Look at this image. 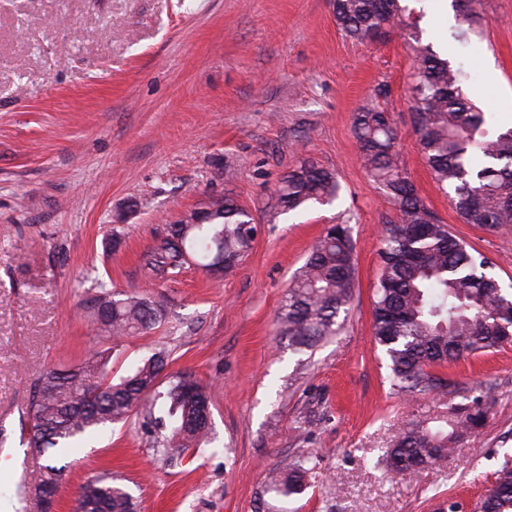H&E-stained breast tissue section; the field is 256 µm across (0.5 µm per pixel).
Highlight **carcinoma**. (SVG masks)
Here are the masks:
<instances>
[{"label":"carcinoma","instance_id":"obj_1","mask_svg":"<svg viewBox=\"0 0 512 512\" xmlns=\"http://www.w3.org/2000/svg\"><path fill=\"white\" fill-rule=\"evenodd\" d=\"M455 39L478 32L477 0H455ZM343 33L357 40L381 38L403 27L401 0H332ZM414 53L410 102L412 133L435 181L453 188L451 197L465 224L493 230L512 224V126L490 134L486 115L463 94L464 74L421 33H405ZM354 132L368 175L396 210L381 232V273L375 285L373 336L390 361L393 389L425 394L436 389L428 369L494 350L512 341V292L501 287L490 260L441 223L399 165V132L389 112L378 105L354 117ZM336 173L303 159L280 180L272 196L282 214L338 199ZM255 238L251 212L226 195L213 196L205 209L192 210L167 226L143 256L152 282H166L189 264L207 274L222 265L228 272L248 255ZM354 244L344 224L328 225L288 285L275 316L276 333L288 343L311 348L336 335L340 312L355 288ZM90 323L115 343L150 333L167 316L166 305L136 291H116L97 280L85 300ZM111 350L91 348L76 365L50 364L33 386L25 424L29 445L50 463L42 483H61L65 449L89 440L112 424L142 419L147 431L159 426L153 447L168 461L188 449L203 454L210 433L206 385L190 371L166 373L168 352L160 347L114 383L108 374ZM165 391L160 392V384ZM486 409L478 402L458 404L434 425L405 428L378 463L399 475L440 467L465 436L483 425ZM314 459L300 456L288 468L270 472V488L283 496L302 494ZM79 503L88 512H138L134 496L116 479L103 475L81 486ZM476 512H512V461L477 502Z\"/></svg>","mask_w":512,"mask_h":512}]
</instances>
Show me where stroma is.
<instances>
[{
  "label": "stroma",
  "mask_w": 512,
  "mask_h": 512,
  "mask_svg": "<svg viewBox=\"0 0 512 512\" xmlns=\"http://www.w3.org/2000/svg\"><path fill=\"white\" fill-rule=\"evenodd\" d=\"M495 126L512 109V0H481L479 33L449 49L446 0H403ZM412 56L398 34L346 37L330 0H0V500L35 487L46 458L19 418L51 363L108 347L84 319L92 280L151 291L168 317L112 350L120 378L161 346L171 370L207 383L213 441L167 463L150 432L113 425L76 445L57 512L108 473L141 512H435L475 504L512 459V345L432 372L444 386L393 391L372 334L379 233L395 211L359 158L353 116L378 100L402 134L400 159L436 216L512 288V226L463 223L411 134ZM332 169L340 198L276 214L271 196L299 159ZM229 195L256 222L248 256L223 280L185 270L149 287L141 256L167 224ZM348 225L357 285L338 335L298 352L273 333L293 273L326 225ZM120 233L113 251L108 242ZM487 409L443 467L389 477L377 460L410 423L462 398ZM318 459L311 486L283 498L265 475Z\"/></svg>",
  "instance_id": "1"
}]
</instances>
